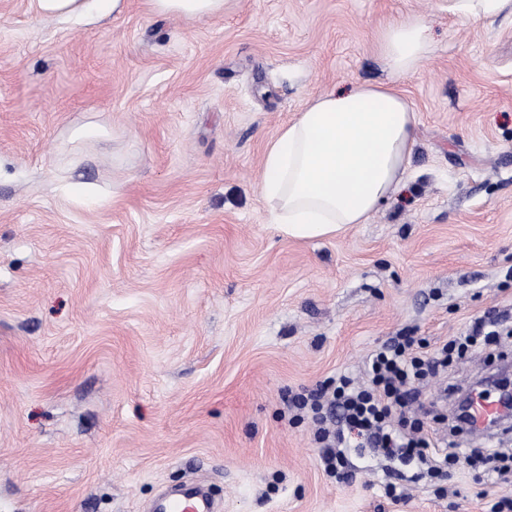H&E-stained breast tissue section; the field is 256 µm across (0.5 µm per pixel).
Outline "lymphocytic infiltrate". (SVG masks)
Returning a JSON list of instances; mask_svg holds the SVG:
<instances>
[{
    "instance_id": "lymphocytic-infiltrate-1",
    "label": "lymphocytic infiltrate",
    "mask_w": 512,
    "mask_h": 512,
    "mask_svg": "<svg viewBox=\"0 0 512 512\" xmlns=\"http://www.w3.org/2000/svg\"><path fill=\"white\" fill-rule=\"evenodd\" d=\"M505 329L495 320L478 322L433 353L416 337H390L367 358L363 379L339 375L320 388L294 395L288 402V421H311L321 464L340 480L352 475L347 449H379L398 465L385 484L386 494L396 496L403 466L428 464L434 446L421 421L409 424L403 418L413 398V382L447 367L452 357L497 343Z\"/></svg>"
}]
</instances>
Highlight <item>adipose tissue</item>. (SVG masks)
<instances>
[{
  "mask_svg": "<svg viewBox=\"0 0 512 512\" xmlns=\"http://www.w3.org/2000/svg\"><path fill=\"white\" fill-rule=\"evenodd\" d=\"M120 0H33L38 15L83 18ZM153 12L187 20L223 15L224 0H150ZM378 50L395 74L415 71L432 53L424 24L408 18L383 28ZM418 115L384 84H357L314 98L282 127L263 159L262 195L270 221L291 239L340 235L367 223L401 188L417 142Z\"/></svg>",
  "mask_w": 512,
  "mask_h": 512,
  "instance_id": "1",
  "label": "adipose tissue"
}]
</instances>
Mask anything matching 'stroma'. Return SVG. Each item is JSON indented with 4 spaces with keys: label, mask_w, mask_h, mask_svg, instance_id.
<instances>
[{
    "label": "stroma",
    "mask_w": 512,
    "mask_h": 512,
    "mask_svg": "<svg viewBox=\"0 0 512 512\" xmlns=\"http://www.w3.org/2000/svg\"><path fill=\"white\" fill-rule=\"evenodd\" d=\"M433 53L394 77L389 22ZM388 83L419 116L405 185L365 224L294 240L262 198L268 143L316 96ZM105 136L79 140L82 127ZM512 20L448 0H148L84 21L0 0V512H146L209 485L222 512H498L481 464L383 492L379 452L339 482L286 389L362 377L404 328L436 347L512 312ZM475 351L419 383L452 423ZM153 12L177 15L187 20L213 18L223 15L224 0H150Z\"/></svg>",
    "instance_id": "obj_1"
}]
</instances>
